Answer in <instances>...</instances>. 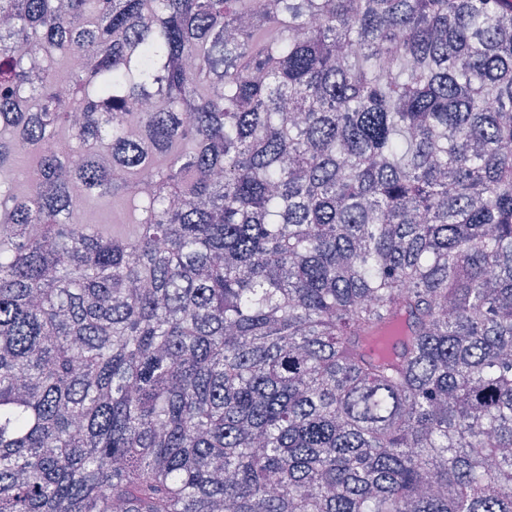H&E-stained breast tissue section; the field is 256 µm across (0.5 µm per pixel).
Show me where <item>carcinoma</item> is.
Wrapping results in <instances>:
<instances>
[{"mask_svg": "<svg viewBox=\"0 0 512 512\" xmlns=\"http://www.w3.org/2000/svg\"><path fill=\"white\" fill-rule=\"evenodd\" d=\"M1 17L0 512H512V0ZM86 213L93 216L94 224H107L115 231H129L134 222L129 206L118 198L81 197L77 201L75 219L81 223Z\"/></svg>", "mask_w": 512, "mask_h": 512, "instance_id": "obj_1", "label": "carcinoma"}]
</instances>
